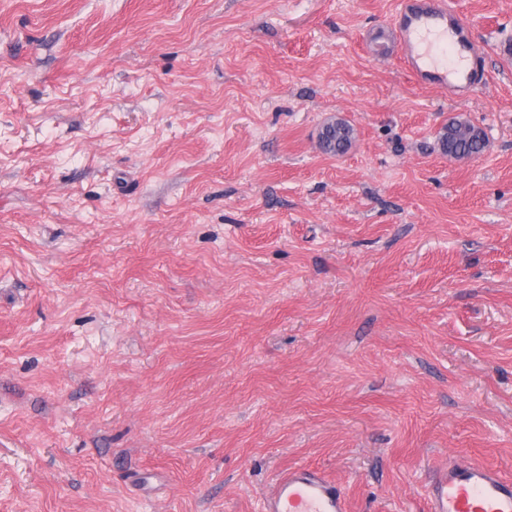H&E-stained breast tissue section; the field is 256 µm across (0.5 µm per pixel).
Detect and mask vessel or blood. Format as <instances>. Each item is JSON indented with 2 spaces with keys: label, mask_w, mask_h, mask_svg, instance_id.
Wrapping results in <instances>:
<instances>
[{
  "label": "vessel or blood",
  "mask_w": 512,
  "mask_h": 512,
  "mask_svg": "<svg viewBox=\"0 0 512 512\" xmlns=\"http://www.w3.org/2000/svg\"><path fill=\"white\" fill-rule=\"evenodd\" d=\"M396 22L405 60L422 83L463 96L477 81L482 61L469 26L447 0H399ZM428 512H512V479L465 457L449 460L427 489ZM264 512H346L336 484L309 466L280 474L265 496Z\"/></svg>",
  "instance_id": "1"
}]
</instances>
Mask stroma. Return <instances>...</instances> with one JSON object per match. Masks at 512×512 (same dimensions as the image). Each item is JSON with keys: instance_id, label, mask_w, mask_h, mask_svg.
Wrapping results in <instances>:
<instances>
[{"instance_id": "1", "label": "stroma", "mask_w": 512, "mask_h": 512, "mask_svg": "<svg viewBox=\"0 0 512 512\" xmlns=\"http://www.w3.org/2000/svg\"><path fill=\"white\" fill-rule=\"evenodd\" d=\"M397 2L0 0V512L512 478V0H448L485 67L459 98ZM459 117L481 156L442 151ZM352 138L353 129L349 125L332 123L325 129L324 140H320L321 148L325 153L341 155L349 149Z\"/></svg>"}]
</instances>
